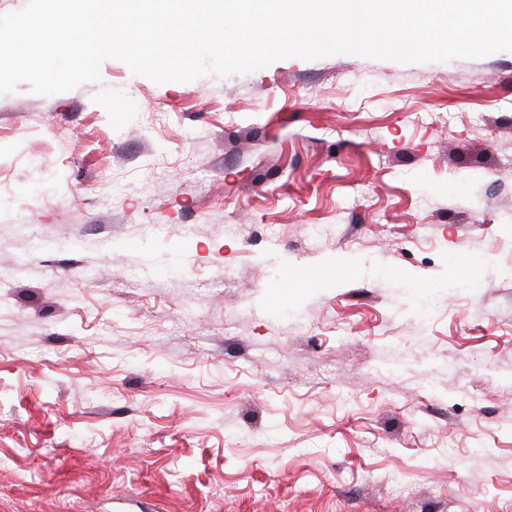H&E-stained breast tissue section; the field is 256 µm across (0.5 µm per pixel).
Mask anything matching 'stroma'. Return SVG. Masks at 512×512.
<instances>
[{
	"instance_id": "stroma-1",
	"label": "stroma",
	"mask_w": 512,
	"mask_h": 512,
	"mask_svg": "<svg viewBox=\"0 0 512 512\" xmlns=\"http://www.w3.org/2000/svg\"><path fill=\"white\" fill-rule=\"evenodd\" d=\"M0 512H512V52L0 94Z\"/></svg>"
}]
</instances>
